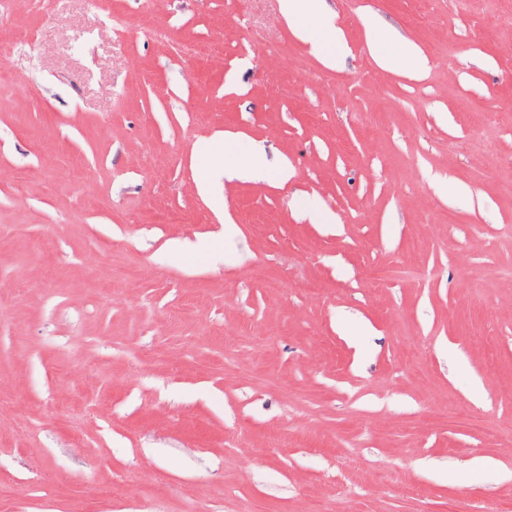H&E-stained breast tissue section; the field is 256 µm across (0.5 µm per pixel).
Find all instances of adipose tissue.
<instances>
[{"mask_svg":"<svg viewBox=\"0 0 512 512\" xmlns=\"http://www.w3.org/2000/svg\"><path fill=\"white\" fill-rule=\"evenodd\" d=\"M281 12L286 20L299 23L316 52L327 55L329 64H338L341 58L337 47L342 36L327 11L325 0H281Z\"/></svg>","mask_w":512,"mask_h":512,"instance_id":"1","label":"adipose tissue"}]
</instances>
